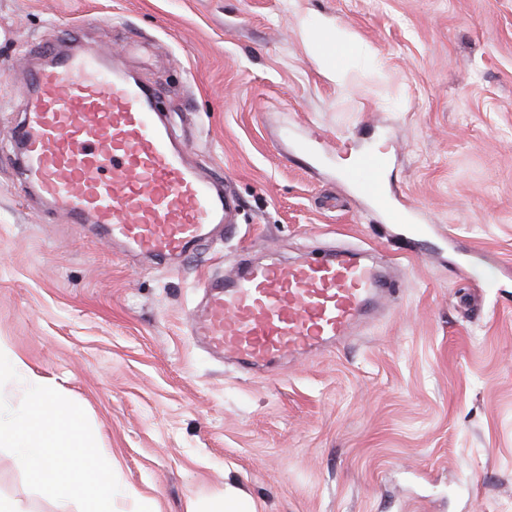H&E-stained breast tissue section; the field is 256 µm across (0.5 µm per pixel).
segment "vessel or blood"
Masks as SVG:
<instances>
[{
    "instance_id": "1",
    "label": "vessel or blood",
    "mask_w": 512,
    "mask_h": 512,
    "mask_svg": "<svg viewBox=\"0 0 512 512\" xmlns=\"http://www.w3.org/2000/svg\"><path fill=\"white\" fill-rule=\"evenodd\" d=\"M47 55V65L28 73L27 106L12 132L22 181L69 223L98 225L129 250L192 254L238 199L196 175L141 81L75 49ZM358 169L362 194L384 202L385 159L365 154ZM393 291L380 267L351 254L243 263L232 276H207L204 306L187 326L210 349L263 366L283 352L342 341Z\"/></svg>"
}]
</instances>
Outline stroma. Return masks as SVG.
<instances>
[{
    "label": "stroma",
    "instance_id": "35a3bbf8",
    "mask_svg": "<svg viewBox=\"0 0 512 512\" xmlns=\"http://www.w3.org/2000/svg\"><path fill=\"white\" fill-rule=\"evenodd\" d=\"M361 51L328 79L307 31ZM153 86L205 181L240 201L165 265L67 223L8 144L41 47ZM0 352L80 405L134 512H512V0H0ZM387 161L393 222L357 191ZM364 250L398 281L384 312L273 372L186 329L241 257ZM0 501L79 512L0 450Z\"/></svg>",
    "mask_w": 512,
    "mask_h": 512
}]
</instances>
